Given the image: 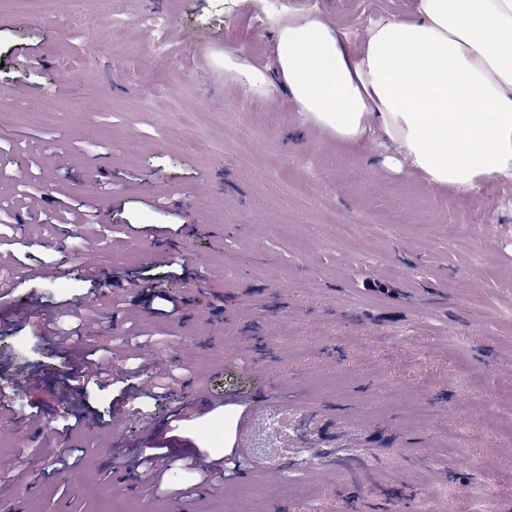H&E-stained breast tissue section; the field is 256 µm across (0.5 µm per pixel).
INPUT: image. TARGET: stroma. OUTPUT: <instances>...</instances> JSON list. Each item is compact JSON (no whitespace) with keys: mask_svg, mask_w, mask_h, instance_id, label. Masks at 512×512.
Instances as JSON below:
<instances>
[{"mask_svg":"<svg viewBox=\"0 0 512 512\" xmlns=\"http://www.w3.org/2000/svg\"><path fill=\"white\" fill-rule=\"evenodd\" d=\"M414 5L83 0L76 34L68 0L35 13L0 0V168L15 170L0 176V199L24 219L0 225V398L15 420L0 433V479L13 484L0 512H512V179L458 193L385 166L381 141L347 150L315 131L293 137L302 117L288 97L249 100L224 71L228 53L272 65L270 34L288 15L321 16L357 44ZM110 12L129 21L117 41ZM146 13L163 32L138 24ZM232 123L252 159L225 141ZM35 171L48 196L18 195ZM303 177L318 184L307 200L291 188ZM87 199L107 254L92 268L85 226L46 221ZM329 211L361 234L336 241ZM37 302L99 318L59 344L20 321ZM135 324L163 332L154 351L178 373L165 393L150 389L153 364L103 382L76 358L113 351ZM187 355L211 366L210 399L181 421L199 387L180 368ZM18 366L28 391L12 389ZM268 398L354 413L359 438L333 427L329 451L363 455L370 479L334 467L314 481L291 464L275 481L250 454L220 496L176 462L208 448L201 431L216 423L230 453ZM120 406L130 419L118 428ZM143 417L170 440L162 482L114 495V469L144 445ZM283 481L298 495H283Z\"/></svg>","mask_w":512,"mask_h":512,"instance_id":"1","label":"stroma"}]
</instances>
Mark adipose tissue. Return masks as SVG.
Segmentation results:
<instances>
[{
	"label": "adipose tissue",
	"instance_id": "adipose-tissue-1",
	"mask_svg": "<svg viewBox=\"0 0 512 512\" xmlns=\"http://www.w3.org/2000/svg\"><path fill=\"white\" fill-rule=\"evenodd\" d=\"M411 21L373 23L361 44L296 14L273 33V70L225 57L251 97L288 95L302 130L357 147L465 193L512 179V0H416Z\"/></svg>",
	"mask_w": 512,
	"mask_h": 512
}]
</instances>
